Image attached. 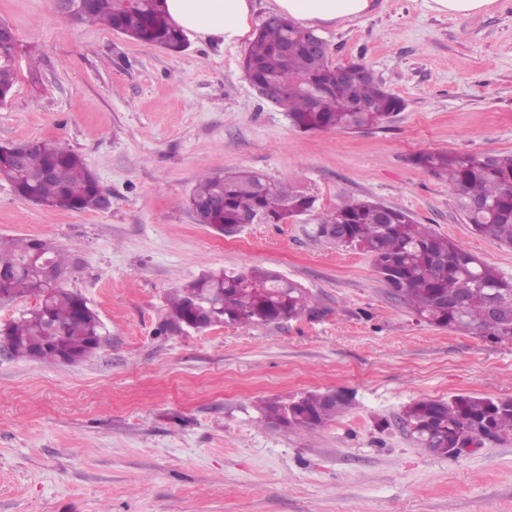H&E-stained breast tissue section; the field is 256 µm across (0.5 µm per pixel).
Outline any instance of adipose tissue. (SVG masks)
Masks as SVG:
<instances>
[{
	"label": "adipose tissue",
	"mask_w": 512,
	"mask_h": 512,
	"mask_svg": "<svg viewBox=\"0 0 512 512\" xmlns=\"http://www.w3.org/2000/svg\"><path fill=\"white\" fill-rule=\"evenodd\" d=\"M370 0H269L270 12L307 26L366 15ZM171 23L185 34L222 44L242 41L251 30L252 0H166Z\"/></svg>",
	"instance_id": "1"
}]
</instances>
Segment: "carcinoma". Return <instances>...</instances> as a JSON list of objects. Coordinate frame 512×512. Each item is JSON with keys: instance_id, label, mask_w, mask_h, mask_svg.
Wrapping results in <instances>:
<instances>
[{"instance_id": "1", "label": "carcinoma", "mask_w": 512, "mask_h": 512, "mask_svg": "<svg viewBox=\"0 0 512 512\" xmlns=\"http://www.w3.org/2000/svg\"><path fill=\"white\" fill-rule=\"evenodd\" d=\"M81 23L100 25L147 47L179 53L185 34L171 24L164 0H93L76 16ZM312 32L278 15L268 17L245 53L243 66L254 87L275 83L285 90L280 105L296 128L309 131L361 132L381 128L402 111L405 102L384 90L365 65L337 64L329 52L312 53ZM294 46L288 59L282 44ZM364 71L358 81L344 78L346 69ZM17 79L15 50L0 45V94L11 96ZM415 164L445 179L464 221L475 233L512 246V153L429 152ZM53 175L43 177L47 167ZM0 180L14 193L47 209L73 207L79 212L102 209V187L83 157L50 140L27 150L19 166L0 164ZM470 199L485 208H462ZM316 197L288 183L271 182L253 171L202 174L188 198L187 208L205 207L206 223L220 230L254 216L264 224H284L293 214L315 210ZM381 203L349 198L319 215L317 235L338 246L366 253L388 293L426 323L467 331L495 343H512V279L467 251L454 240L434 232L399 208L387 221ZM64 251L36 238H0V289L7 299L36 297L34 308L11 323L12 355L29 359L39 348V360L59 362L67 353L86 359L101 347L103 324L91 309L77 310L82 297L61 286L66 274ZM215 305L226 324L278 323L313 312L311 296L301 284L278 273L253 268L212 271L175 289L169 297L166 329L181 331L180 322L193 311L192 296ZM464 298L462 307L455 306ZM499 317L488 318L490 306ZM350 400L336 394L310 392L292 418L287 404L265 407L267 423H283L314 432L345 412ZM403 428L422 448L451 458L450 449L474 437L512 436V398H483L458 394L447 401L421 400L403 413Z\"/></svg>"}]
</instances>
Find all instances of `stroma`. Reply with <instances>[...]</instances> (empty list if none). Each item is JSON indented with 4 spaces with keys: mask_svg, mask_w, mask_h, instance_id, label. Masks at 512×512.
Instances as JSON below:
<instances>
[{
    "mask_svg": "<svg viewBox=\"0 0 512 512\" xmlns=\"http://www.w3.org/2000/svg\"><path fill=\"white\" fill-rule=\"evenodd\" d=\"M40 58L17 63L0 144L50 139L79 153L107 209H46L0 181V237L64 249L62 285L107 329L74 364L0 354V512H512V438L455 458L420 448L401 417L458 394L512 397V344L419 321L365 253L315 235L349 197L404 209L512 278V247L465 224L423 152L512 153V0L475 17L427 0H371L317 27L338 64L364 63L406 107L382 129L303 132L259 96L248 42L199 38L180 54L0 0ZM293 182L315 212L217 232L185 199L202 172ZM299 282L319 313L170 333L167 296L212 269ZM309 391L353 405L316 433L268 426L264 406Z\"/></svg>",
    "mask_w": 512,
    "mask_h": 512,
    "instance_id": "35a3bbf8",
    "label": "stroma"
}]
</instances>
